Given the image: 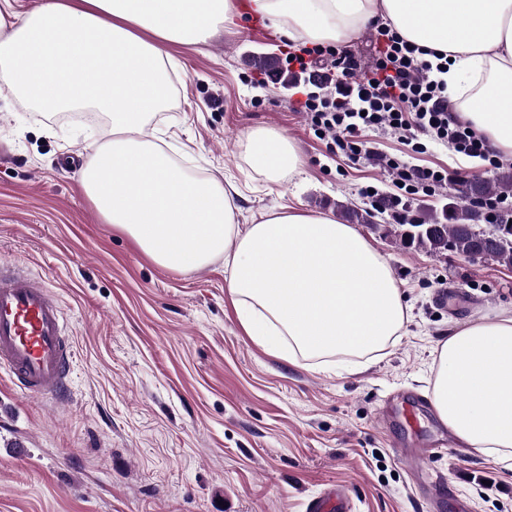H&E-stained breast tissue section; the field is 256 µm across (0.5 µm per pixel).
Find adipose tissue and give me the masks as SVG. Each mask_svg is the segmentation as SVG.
<instances>
[{"instance_id":"adipose-tissue-1","label":"adipose tissue","mask_w":512,"mask_h":512,"mask_svg":"<svg viewBox=\"0 0 512 512\" xmlns=\"http://www.w3.org/2000/svg\"><path fill=\"white\" fill-rule=\"evenodd\" d=\"M450 59V99L493 149L512 155V0H39L0 8V80L52 109L104 112L111 139L80 185L104 223L156 263L191 271L223 257L248 336L294 363L379 357L400 338L409 305L386 258L353 225L291 207L236 222V195L214 178L176 171L143 137L169 96V47L205 42L225 22L262 18L291 43L347 45L375 18ZM491 108H483V101ZM249 169L268 183L297 174L294 143L250 132ZM434 408L472 451L512 457V315L449 328L435 350Z\"/></svg>"}]
</instances>
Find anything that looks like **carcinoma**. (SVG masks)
I'll list each match as a JSON object with an SVG mask.
<instances>
[{
	"label": "carcinoma",
	"mask_w": 512,
	"mask_h": 512,
	"mask_svg": "<svg viewBox=\"0 0 512 512\" xmlns=\"http://www.w3.org/2000/svg\"><path fill=\"white\" fill-rule=\"evenodd\" d=\"M509 192L512 193V173L493 179L473 177L465 181L464 188L452 195L442 209H430L408 224L396 225V237L405 247H418L436 256L450 251L467 257L474 252L476 231L485 220L472 198ZM336 209L353 224H372L376 217L373 207L351 208L338 201ZM493 228L499 243L484 259L512 265V220L504 218Z\"/></svg>",
	"instance_id": "cac0c4a2"
}]
</instances>
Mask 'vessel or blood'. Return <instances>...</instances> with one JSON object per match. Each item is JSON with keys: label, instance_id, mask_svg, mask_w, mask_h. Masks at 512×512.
<instances>
[{"label": "vessel or blood", "instance_id": "b4317fda", "mask_svg": "<svg viewBox=\"0 0 512 512\" xmlns=\"http://www.w3.org/2000/svg\"><path fill=\"white\" fill-rule=\"evenodd\" d=\"M73 350L65 335L63 314L56 297L23 269L0 270V365L35 396L56 395L63 386ZM421 404L416 397H401L382 410L383 419H400L408 432L397 442L401 457L415 466V476L431 499H438L440 480L420 469L419 461L439 454L420 426ZM334 503L312 499L307 512H345L346 494L332 487Z\"/></svg>", "mask_w": 512, "mask_h": 512}]
</instances>
